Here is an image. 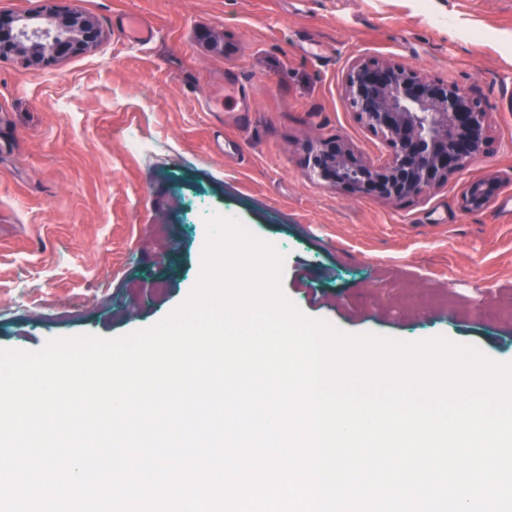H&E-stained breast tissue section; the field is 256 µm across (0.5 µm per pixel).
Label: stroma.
<instances>
[{
  "instance_id": "35a3bbf8",
  "label": "stroma",
  "mask_w": 512,
  "mask_h": 512,
  "mask_svg": "<svg viewBox=\"0 0 512 512\" xmlns=\"http://www.w3.org/2000/svg\"><path fill=\"white\" fill-rule=\"evenodd\" d=\"M77 5L94 46L41 69L0 58V349L158 323L193 289L206 220L222 215L277 241L306 316L512 362V189L478 212L462 200L512 177V0ZM127 14L153 45L124 40ZM365 58L487 101L489 153L396 202L319 180L318 140L388 155L341 92ZM497 177L481 179L471 183L463 194V203L467 210L478 212L485 209L503 186Z\"/></svg>"
}]
</instances>
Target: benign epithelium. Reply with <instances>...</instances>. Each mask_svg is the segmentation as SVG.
<instances>
[{
  "label": "benign epithelium",
  "instance_id": "7a95c632",
  "mask_svg": "<svg viewBox=\"0 0 512 512\" xmlns=\"http://www.w3.org/2000/svg\"><path fill=\"white\" fill-rule=\"evenodd\" d=\"M42 10L71 31L33 54L17 39L19 18L0 14V57L43 66L85 49L99 36L98 27L77 9L44 0ZM342 92L358 121L384 141L389 155L374 164L340 137L317 141L308 165L332 186L384 200L415 197L489 152V105L454 82L430 80L404 65L372 58L349 65ZM502 186L496 177L471 183L463 194L465 208L485 209Z\"/></svg>",
  "mask_w": 512,
  "mask_h": 512
}]
</instances>
